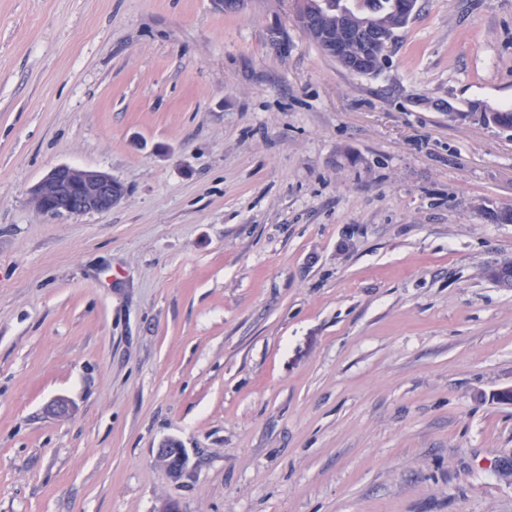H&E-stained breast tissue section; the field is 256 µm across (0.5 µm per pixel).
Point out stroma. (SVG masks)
<instances>
[{
	"instance_id": "1",
	"label": "stroma",
	"mask_w": 512,
	"mask_h": 512,
	"mask_svg": "<svg viewBox=\"0 0 512 512\" xmlns=\"http://www.w3.org/2000/svg\"><path fill=\"white\" fill-rule=\"evenodd\" d=\"M476 104L512 109V0H417L372 75L296 0H0V512H512ZM58 164L126 195L46 217Z\"/></svg>"
}]
</instances>
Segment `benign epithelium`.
<instances>
[{
	"label": "benign epithelium",
	"instance_id": "7a95c632",
	"mask_svg": "<svg viewBox=\"0 0 512 512\" xmlns=\"http://www.w3.org/2000/svg\"><path fill=\"white\" fill-rule=\"evenodd\" d=\"M347 19L352 33L362 37L366 51L374 58L385 61L391 42L368 37L366 0H347ZM309 38L332 47L335 59L346 60L348 43L341 32L331 34L330 26L317 22L310 15L299 19ZM31 200L36 210L51 217H71L89 213H105L117 206L125 196L123 185L112 175L95 170L76 168L67 164L53 167L32 187Z\"/></svg>",
	"mask_w": 512,
	"mask_h": 512
}]
</instances>
